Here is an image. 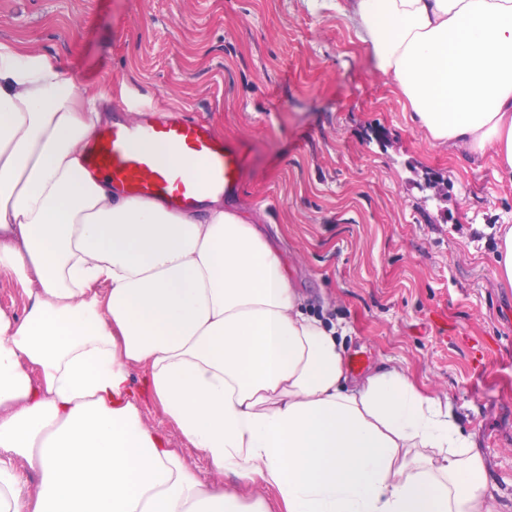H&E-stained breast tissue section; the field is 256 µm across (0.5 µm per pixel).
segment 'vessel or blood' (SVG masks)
I'll return each instance as SVG.
<instances>
[{"label":"vessel or blood","instance_id":"b4317fda","mask_svg":"<svg viewBox=\"0 0 512 512\" xmlns=\"http://www.w3.org/2000/svg\"><path fill=\"white\" fill-rule=\"evenodd\" d=\"M160 141L176 154L204 159V179L185 177L160 167L144 144ZM92 177L106 179L114 189L137 198L158 200L176 211L195 209L207 196L237 194L238 158L213 135L208 125L178 114H148L128 124L113 117L96 129L83 162Z\"/></svg>","mask_w":512,"mask_h":512}]
</instances>
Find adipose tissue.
Segmentation results:
<instances>
[{"label":"adipose tissue","instance_id":"1","mask_svg":"<svg viewBox=\"0 0 512 512\" xmlns=\"http://www.w3.org/2000/svg\"><path fill=\"white\" fill-rule=\"evenodd\" d=\"M435 145L512 183V0H345ZM110 88L0 42V512H498L472 434L396 366L349 373L256 224L116 195L82 161ZM152 402L218 472L142 418ZM39 476L29 485L25 470ZM0 308L14 311L19 316L23 315L24 302L18 287L5 277H0ZM143 418L149 426L158 430L161 435L170 441L171 448H176L186 464L191 466L203 480L213 483H221L224 480V484L233 481L232 477L223 476L214 471L208 461L183 441L173 425L167 422L154 407L146 406L143 409Z\"/></svg>","mask_w":512,"mask_h":512}]
</instances>
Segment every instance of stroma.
<instances>
[{"mask_svg": "<svg viewBox=\"0 0 512 512\" xmlns=\"http://www.w3.org/2000/svg\"><path fill=\"white\" fill-rule=\"evenodd\" d=\"M59 58L103 111L210 125L239 159L232 205L279 250L346 359L398 365L449 400L512 506V288L495 277L512 185L410 119L334 0H0V41ZM205 481L224 477L148 406Z\"/></svg>", "mask_w": 512, "mask_h": 512, "instance_id": "stroma-1", "label": "stroma"}]
</instances>
